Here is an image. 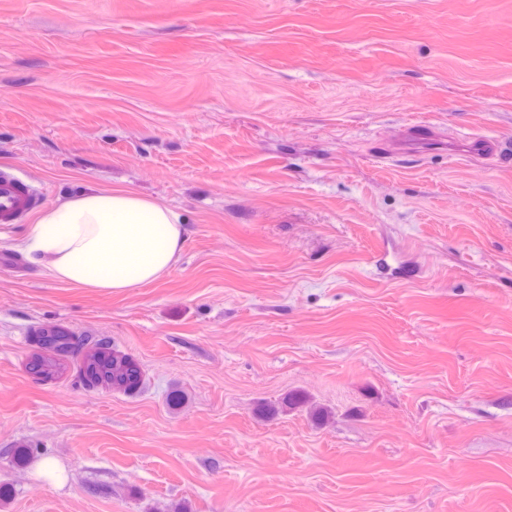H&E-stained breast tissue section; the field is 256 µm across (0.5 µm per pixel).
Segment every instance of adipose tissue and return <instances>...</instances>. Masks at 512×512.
Returning <instances> with one entry per match:
<instances>
[{"instance_id": "obj_1", "label": "adipose tissue", "mask_w": 512, "mask_h": 512, "mask_svg": "<svg viewBox=\"0 0 512 512\" xmlns=\"http://www.w3.org/2000/svg\"><path fill=\"white\" fill-rule=\"evenodd\" d=\"M185 240L184 226L167 203L112 188L43 210L19 248L56 282L122 294L160 280Z\"/></svg>"}]
</instances>
